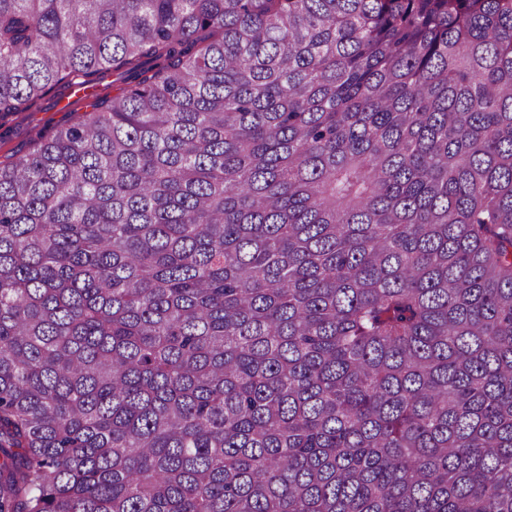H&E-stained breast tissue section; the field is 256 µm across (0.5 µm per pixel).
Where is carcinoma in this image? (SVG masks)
Wrapping results in <instances>:
<instances>
[{
	"instance_id": "cac0c4a2",
	"label": "carcinoma",
	"mask_w": 512,
	"mask_h": 512,
	"mask_svg": "<svg viewBox=\"0 0 512 512\" xmlns=\"http://www.w3.org/2000/svg\"><path fill=\"white\" fill-rule=\"evenodd\" d=\"M79 89L0 162V512H512V0H0V117Z\"/></svg>"
}]
</instances>
